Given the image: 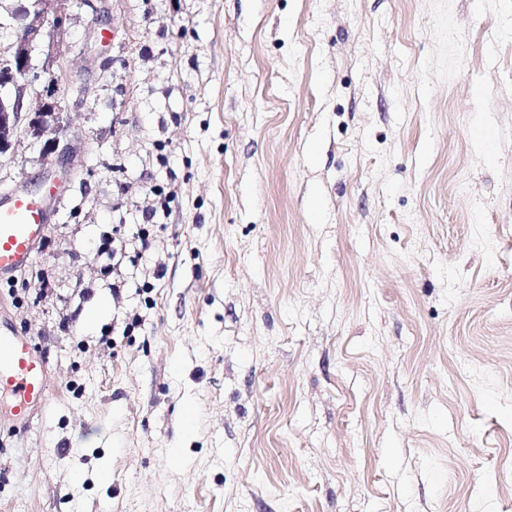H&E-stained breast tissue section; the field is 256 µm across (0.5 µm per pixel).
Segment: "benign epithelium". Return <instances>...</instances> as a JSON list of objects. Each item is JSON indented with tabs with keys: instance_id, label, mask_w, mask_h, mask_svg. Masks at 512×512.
Returning <instances> with one entry per match:
<instances>
[{
	"instance_id": "7a95c632",
	"label": "benign epithelium",
	"mask_w": 512,
	"mask_h": 512,
	"mask_svg": "<svg viewBox=\"0 0 512 512\" xmlns=\"http://www.w3.org/2000/svg\"><path fill=\"white\" fill-rule=\"evenodd\" d=\"M15 5L0 12V29L12 30V39L0 45V56L8 59L9 69L0 74V155L12 149L15 142L26 136L33 142H44L47 157L43 175L62 188L70 177L68 170L54 171L56 162L50 157L62 129V110L52 100V94L27 95L34 74L32 53L45 45L48 48L41 71L45 80L59 85L64 77L54 70L61 55L62 44L57 40L67 19L71 0H13Z\"/></svg>"
}]
</instances>
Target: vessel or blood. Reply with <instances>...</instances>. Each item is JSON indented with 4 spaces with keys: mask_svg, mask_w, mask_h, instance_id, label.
<instances>
[{
    "mask_svg": "<svg viewBox=\"0 0 512 512\" xmlns=\"http://www.w3.org/2000/svg\"><path fill=\"white\" fill-rule=\"evenodd\" d=\"M49 211L42 198L23 190L0 193V282L35 259ZM46 361L32 340L17 335L11 320L0 314V393L7 395V414L28 422L48 398Z\"/></svg>",
    "mask_w": 512,
    "mask_h": 512,
    "instance_id": "obj_1",
    "label": "vessel or blood"
}]
</instances>
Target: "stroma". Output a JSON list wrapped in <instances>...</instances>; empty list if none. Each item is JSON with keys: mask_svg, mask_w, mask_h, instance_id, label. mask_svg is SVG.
<instances>
[{"mask_svg": "<svg viewBox=\"0 0 512 512\" xmlns=\"http://www.w3.org/2000/svg\"><path fill=\"white\" fill-rule=\"evenodd\" d=\"M94 2L0 512H512V0Z\"/></svg>", "mask_w": 512, "mask_h": 512, "instance_id": "1", "label": "stroma"}]
</instances>
